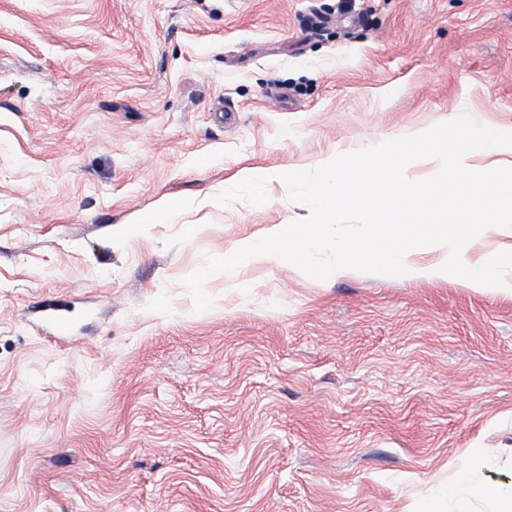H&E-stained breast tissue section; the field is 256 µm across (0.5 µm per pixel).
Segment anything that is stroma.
<instances>
[{"instance_id": "1", "label": "stroma", "mask_w": 512, "mask_h": 512, "mask_svg": "<svg viewBox=\"0 0 512 512\" xmlns=\"http://www.w3.org/2000/svg\"><path fill=\"white\" fill-rule=\"evenodd\" d=\"M463 113L512 132V0H0V512L511 485L512 295L247 262L197 314L182 284L308 216L283 174ZM246 169L267 202L216 204Z\"/></svg>"}]
</instances>
